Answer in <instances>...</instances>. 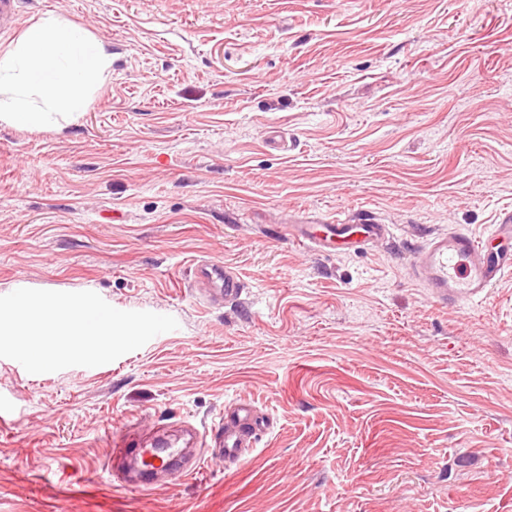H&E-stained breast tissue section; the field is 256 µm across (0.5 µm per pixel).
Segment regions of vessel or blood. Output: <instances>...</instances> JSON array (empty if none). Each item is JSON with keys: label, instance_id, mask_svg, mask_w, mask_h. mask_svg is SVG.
Returning <instances> with one entry per match:
<instances>
[{"label": "vessel or blood", "instance_id": "vessel-or-blood-1", "mask_svg": "<svg viewBox=\"0 0 512 512\" xmlns=\"http://www.w3.org/2000/svg\"><path fill=\"white\" fill-rule=\"evenodd\" d=\"M285 231L291 242L324 253L362 252L393 236L391 225L369 209L317 224H289ZM409 269L438 305L459 306L484 300L491 288L512 272V209L501 210L492 231L483 238L455 230L430 236L413 255ZM192 272L208 287L214 302L236 301L243 292L238 274L229 267L200 261ZM188 436L184 447L165 438L135 445L125 432L117 436L114 446L138 464V485L147 489L158 473L195 474L207 453L224 464L236 463L252 446L251 412L239 408L233 420L218 418L205 429H190Z\"/></svg>", "mask_w": 512, "mask_h": 512}]
</instances>
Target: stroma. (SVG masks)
Wrapping results in <instances>:
<instances>
[{
	"label": "stroma",
	"instance_id": "35a3bbf8",
	"mask_svg": "<svg viewBox=\"0 0 512 512\" xmlns=\"http://www.w3.org/2000/svg\"><path fill=\"white\" fill-rule=\"evenodd\" d=\"M112 56L63 130L0 124V295L178 327L96 372L0 357V512H512V276L436 305L409 258L512 208V0H19ZM371 209L386 244L281 225ZM233 268L238 303L191 287ZM253 405L237 464L118 479L128 421Z\"/></svg>",
	"mask_w": 512,
	"mask_h": 512
}]
</instances>
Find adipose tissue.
Here are the masks:
<instances>
[{"mask_svg":"<svg viewBox=\"0 0 512 512\" xmlns=\"http://www.w3.org/2000/svg\"><path fill=\"white\" fill-rule=\"evenodd\" d=\"M112 65L102 42L60 16L41 18L0 50V123L58 127L85 108V86Z\"/></svg>","mask_w":512,"mask_h":512,"instance_id":"adipose-tissue-1","label":"adipose tissue"}]
</instances>
